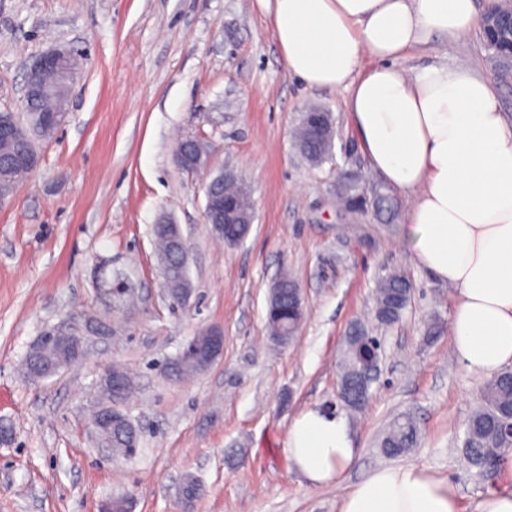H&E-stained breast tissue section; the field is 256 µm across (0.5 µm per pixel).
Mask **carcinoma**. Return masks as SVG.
<instances>
[{
	"label": "carcinoma",
	"instance_id": "1",
	"mask_svg": "<svg viewBox=\"0 0 512 512\" xmlns=\"http://www.w3.org/2000/svg\"><path fill=\"white\" fill-rule=\"evenodd\" d=\"M72 81L61 82L49 77L42 95L30 103L34 109L55 107L60 99L69 96ZM18 133L0 138V182L12 190L21 183L28 172L24 170L8 171L9 166L18 158L39 159L37 141L47 140L55 135L56 128L40 126L37 119L27 112L15 113ZM335 133L325 132L321 137H313L305 123H300L295 133L299 150L311 158V164L322 163L332 156ZM224 196L237 201L240 210L250 208V200L243 183L239 179L224 182L219 186ZM344 206L355 209L363 194L360 182L353 180L339 183L336 188ZM370 204L378 213L388 219L397 214V203L386 189L373 188L369 197ZM250 231L248 224L226 223L224 230L216 236L224 242L244 239ZM153 241L159 258L164 287L172 299L180 298L183 287L191 282L188 261L184 260L171 243L170 233L157 227L151 229ZM97 285L106 306L124 298L130 293L132 284L129 277L112 270V262L103 261L96 268ZM281 291H269L266 311L267 326L273 338L289 331L296 334L304 317V304L292 295L291 288L297 281L287 272L279 274ZM413 284L399 269L387 271L376 284L373 293L374 319L386 326L398 322L410 303ZM377 338L368 335L367 329L355 323L346 338L342 362L340 385L349 396L346 408L351 411L361 409L369 399L370 387L364 383L363 375L374 354L377 352ZM65 359V355L51 349L34 346L25 357L24 363L38 362L51 365ZM512 421V370L506 369L488 380L480 395V404L470 416L464 431L461 452L468 466L484 479H493L500 472L503 457L512 450V440L505 436L504 428ZM112 442V451L126 457L136 454L140 438H131L127 431L115 428L106 433ZM420 433L416 422L408 415H399L388 424L377 440V448L386 458H395L406 454L417 446Z\"/></svg>",
	"mask_w": 512,
	"mask_h": 512
}]
</instances>
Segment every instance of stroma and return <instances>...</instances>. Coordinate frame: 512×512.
Wrapping results in <instances>:
<instances>
[{"mask_svg":"<svg viewBox=\"0 0 512 512\" xmlns=\"http://www.w3.org/2000/svg\"><path fill=\"white\" fill-rule=\"evenodd\" d=\"M82 54L69 115L39 142L37 167L0 200V512H101L127 498L132 512H340L343 496L389 463L424 466L452 486L461 512L502 487L475 476L461 453L464 424L483 377L469 373L449 339L453 288L413 256L407 213L386 222L374 208L347 211L336 185L349 173L380 184L356 138L345 89L311 88L289 75L264 0H0V107L20 108L27 69L44 52ZM443 56L494 86L512 118V76L489 56L482 26L461 41L408 51L397 64ZM331 112L332 159L312 165L292 132L306 105ZM198 139L205 166L183 171L176 147ZM247 178L248 237L228 245L204 221L205 186L218 174ZM169 214L188 239L189 300L167 298L150 229ZM101 260L130 274L136 308L107 309L94 283ZM415 292L401 320L370 316L384 268ZM298 281L305 317L294 342L275 345L265 311L279 271ZM84 313L112 322L84 358L40 382L22 372L44 327ZM381 344L380 376L349 417L357 455L339 485L310 484L291 465L288 429L308 408L335 409L350 326ZM440 328L428 337L430 322ZM207 326L224 332V356L188 377L168 369ZM132 371L125 409L140 430L135 456H113L89 437L96 380L107 366ZM421 439L388 461L376 439L400 414ZM203 493L184 508L179 487Z\"/></svg>","mask_w":512,"mask_h":512,"instance_id":"stroma-1","label":"stroma"}]
</instances>
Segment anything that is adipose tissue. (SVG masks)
Wrapping results in <instances>:
<instances>
[{
	"instance_id": "obj_1",
	"label": "adipose tissue",
	"mask_w": 512,
	"mask_h": 512,
	"mask_svg": "<svg viewBox=\"0 0 512 512\" xmlns=\"http://www.w3.org/2000/svg\"><path fill=\"white\" fill-rule=\"evenodd\" d=\"M289 74L346 88L347 110L373 171L411 198L417 263L455 287L453 349L469 371L512 366V122L490 82L437 61H396L475 27V0H271ZM371 67L359 71L363 58ZM288 459L310 483L338 480L355 455L344 416L306 409L288 430ZM340 512H460L451 486L417 464L383 467Z\"/></svg>"
}]
</instances>
